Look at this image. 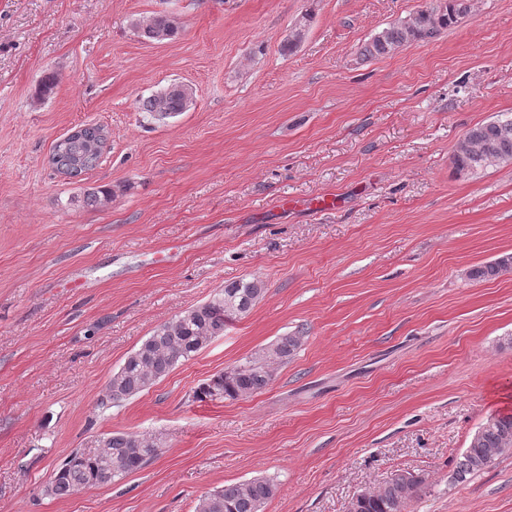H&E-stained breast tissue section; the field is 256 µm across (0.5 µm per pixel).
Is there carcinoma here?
<instances>
[{
	"instance_id": "obj_1",
	"label": "carcinoma",
	"mask_w": 512,
	"mask_h": 512,
	"mask_svg": "<svg viewBox=\"0 0 512 512\" xmlns=\"http://www.w3.org/2000/svg\"><path fill=\"white\" fill-rule=\"evenodd\" d=\"M469 11L467 0H426L407 21L389 26L376 34L361 55L384 57L391 50L412 41H427L454 27ZM179 31L175 18L156 14L150 23L137 27L138 36L148 42L174 38ZM188 107L184 94L167 88L139 105V109L158 120L173 117ZM106 136L101 127L83 125L72 129L52 146L51 164L68 178H77L94 169L101 156ZM458 170L483 171L512 163V117H501L477 124L465 134V146L454 154ZM504 266L494 261L470 270L474 280L497 278ZM265 293L262 281L241 279L232 282L207 302L190 308L173 320L159 325L108 381L107 399L99 407L118 406L147 390L166 376L179 362L199 353L213 336L224 333V315L240 319L249 314ZM302 332L280 336L259 357L246 358L232 368L211 377L196 391L203 399H235L265 389L273 380L270 362L286 361L303 345ZM105 454L72 452L52 476V495L67 497L93 485H108L147 465L156 455L154 442L137 434H107ZM512 454V413L490 416L474 433L456 466V477L478 473L498 458ZM425 485L420 476L396 471L378 490L364 493L358 500L361 512H408L415 494ZM278 491L271 479L257 477L244 483L226 484L199 499L196 512H263L265 504Z\"/></svg>"
}]
</instances>
